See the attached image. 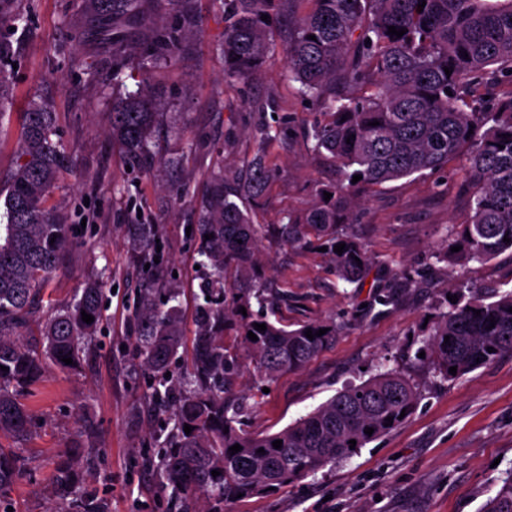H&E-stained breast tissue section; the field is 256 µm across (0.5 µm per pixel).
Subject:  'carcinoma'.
I'll list each match as a JSON object with an SVG mask.
<instances>
[{
    "mask_svg": "<svg viewBox=\"0 0 512 512\" xmlns=\"http://www.w3.org/2000/svg\"><path fill=\"white\" fill-rule=\"evenodd\" d=\"M21 2L0 0V33L23 19ZM154 2L85 0L90 24L112 43V85L124 86L129 68L142 73L137 91L112 98L111 137L124 160L146 172L177 164L155 151L165 101L149 75L158 66L175 65L190 39L202 33L193 0H162L156 17L150 12ZM221 2L224 81L245 82L260 72L271 48L273 24L287 12L289 0ZM312 2L314 7L291 24L288 79L322 105L310 126L313 151L331 160L340 178L321 188L301 216L286 224H255L245 201L257 200L271 175L265 163L270 128L258 132V148L244 180L225 182L222 168L212 173L194 228L202 302L196 307L191 356L181 373L187 389L166 376L183 342L180 289L165 277L167 260L157 251V226L139 224L135 229V257L156 273L140 290L133 315L140 341L135 367L154 379L151 398L174 422L157 474L162 488L189 505L203 496V512H224V504L239 494L246 499L292 485L355 454L402 425L421 397L418 384L391 369L338 391L278 432L245 430L249 409L227 390L240 355L248 359L255 378L269 384L283 373L301 370L339 331L334 322L287 329L260 312L268 305L271 287L261 239L276 234L292 247L316 240L327 247L341 279L360 283L371 257L349 231L362 205L356 188L439 172L463 156L471 215L454 240L461 247L454 259L484 263L512 251V95L491 96L501 85H512V0ZM263 15L268 19L262 20ZM390 26L406 33L398 38L389 33ZM446 67L452 70L449 76ZM11 84V73L0 66V118L10 107ZM373 121L379 125H371ZM56 123L49 102L29 103L13 169L6 188L0 189V365L7 367L0 370V432L17 437L32 430L33 415L23 397L42 380L44 362L80 367L103 320L105 288L91 281L80 296L42 320L39 335L21 333L40 317L42 288L72 238L65 213L48 206L63 175L75 166L54 140ZM355 175L362 179L352 182ZM326 192L332 194L328 201ZM206 234L213 238L205 239ZM340 243L345 248L338 254L334 246ZM511 307L512 291L495 300L471 293L452 304L438 313L420 347L425 352L420 362L448 380L512 352ZM84 312L94 321L84 322ZM256 323L266 324V330H256ZM324 328L322 336L305 335ZM228 329L240 338L242 351L224 345ZM250 331L258 340L248 338ZM68 357L71 366L62 362ZM454 366L453 375L449 368ZM186 424L193 427L189 434ZM368 427L374 429L370 436L364 433ZM276 440L282 441L279 449L273 447ZM235 444L242 449L234 454L229 448ZM20 469L19 457L0 449V492L10 487ZM213 470L220 475L212 476ZM81 476L76 454L60 459L53 480V494L61 501L58 512H105L102 501L68 500ZM482 512H512V473Z\"/></svg>",
    "mask_w": 512,
    "mask_h": 512,
    "instance_id": "1",
    "label": "carcinoma"
}]
</instances>
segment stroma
I'll use <instances>...</instances> for the list:
<instances>
[{
    "label": "stroma",
    "instance_id": "stroma-1",
    "mask_svg": "<svg viewBox=\"0 0 512 512\" xmlns=\"http://www.w3.org/2000/svg\"><path fill=\"white\" fill-rule=\"evenodd\" d=\"M79 0H23L26 19L9 35L15 65L11 106L0 117V175L8 176L19 147L21 114L31 100L48 101L58 116L57 138L77 160L51 199L68 213L73 243L50 276L42 298L51 309L74 298L84 283L102 280L108 292L102 330L82 368L48 365L25 402L35 417L26 440L0 433V448L15 451L27 474L0 493L13 512H54L53 476L65 448L82 443L85 480L75 498L96 496L106 512H184V501L161 488L158 451L165 417L150 400L146 375L134 373L137 333L131 319L150 273L133 258L131 226L157 225L160 242L177 272L183 345L191 351L198 292L195 198L216 169L233 182L244 177L256 152L255 130L266 125L280 136L265 147L274 176L255 220L279 224L310 204L317 189L335 182V166L312 150L308 130L315 110L288 78L287 23H277L261 74L228 84L218 50L224 34L221 0H194L203 32L177 65L155 69L150 81L166 99L159 152L183 165L147 173L128 169L112 145V113L104 100L112 49L89 35ZM83 33L75 44L73 33ZM81 50L83 67L68 56ZM187 182L192 195L174 202L172 184ZM363 205L351 231L372 256L363 282L339 280L325 252L262 242L272 281L270 309L296 325L329 318L341 325L336 339L298 372L258 391L238 369L229 392L245 398L250 431L274 433L313 411L338 390L360 384L380 369L415 380L422 397L414 414L350 458L298 483L226 505V512H479L512 471V355L452 380H442L415 358L427 316L446 307L456 285L476 292L490 285L512 290V254L487 263H433L432 256L469 220L464 161L447 171L415 175L362 190ZM419 269L415 286L405 273ZM394 291V305L378 309L375 293Z\"/></svg>",
    "mask_w": 512,
    "mask_h": 512
}]
</instances>
